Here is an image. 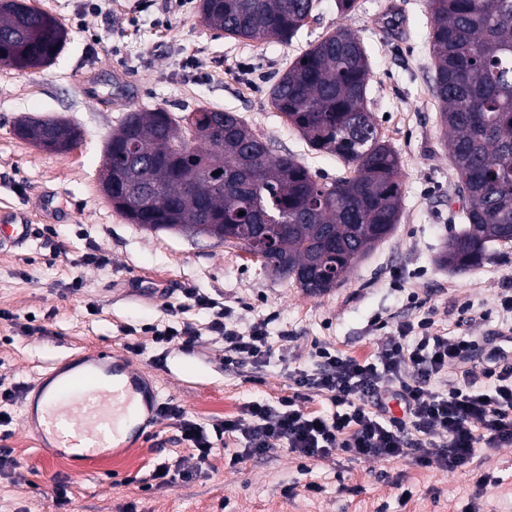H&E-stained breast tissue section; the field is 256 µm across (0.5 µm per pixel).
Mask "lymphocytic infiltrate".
I'll list each match as a JSON object with an SVG mask.
<instances>
[{
    "label": "lymphocytic infiltrate",
    "instance_id": "lymphocytic-infiltrate-1",
    "mask_svg": "<svg viewBox=\"0 0 512 512\" xmlns=\"http://www.w3.org/2000/svg\"><path fill=\"white\" fill-rule=\"evenodd\" d=\"M186 297L210 312L208 329L222 336L226 364L269 362L273 345L265 321L243 332L223 304L193 289ZM474 349V341L465 337L438 334L432 318L425 317L402 325L372 358L316 347L313 369L292 370L296 391L277 404L253 401L210 426L171 402L163 403L160 413L178 421L180 443L194 449L202 468L208 466L216 441L228 435L242 443L230 457L233 466L282 442L290 453L309 459L340 450L360 459L434 460L455 471L470 464L480 446L512 445L511 355L503 350L471 366L467 360ZM456 368L462 386L445 394L436 390V382ZM321 393L329 394L336 413L327 417L301 409V401ZM394 398L403 406L402 417L389 413L388 402Z\"/></svg>",
    "mask_w": 512,
    "mask_h": 512
}]
</instances>
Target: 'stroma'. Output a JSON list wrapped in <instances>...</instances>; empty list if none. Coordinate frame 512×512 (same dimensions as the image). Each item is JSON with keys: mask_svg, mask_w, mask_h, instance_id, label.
I'll list each match as a JSON object with an SVG mask.
<instances>
[{"mask_svg": "<svg viewBox=\"0 0 512 512\" xmlns=\"http://www.w3.org/2000/svg\"><path fill=\"white\" fill-rule=\"evenodd\" d=\"M61 22L67 45L48 68L0 64V213H28L34 232L0 249V379L29 388L54 363L93 350L128 355L153 378L162 401L203 425L244 404H277L292 394L289 370L313 365L312 342L358 358L374 356L401 324L433 317L438 330L469 334L479 356L497 345L500 298L512 287V247H493L482 266L453 271L438 262L460 231L456 168L432 90L429 0H356L348 14L336 0H316L289 42L249 41L212 30L200 0H28ZM363 40L371 69L367 108L401 161L400 220L360 259L345 282L310 296L265 272L235 245L128 223L102 196L104 145L125 113L163 107L184 116L198 107L239 114L273 156L293 155L321 182L348 174L335 156L313 151L271 105V88L309 45L338 27ZM62 118L83 140L66 154L21 139L18 119ZM198 289L231 310L240 329L268 322L275 337L267 366L224 362V340L207 329L208 312L186 307L201 331L193 348L154 343L148 328L172 319L184 289ZM143 344L128 354V338ZM9 411L0 449L15 470L0 476V512H55V487L69 483L70 512H512V445L480 448L456 471L413 459L360 461L346 452L301 460L278 444L237 466L238 443L225 439L206 470L179 442L178 423L161 416L135 440L73 476L24 427V405ZM162 461L182 479L157 487ZM293 495H286V488Z\"/></svg>", "mask_w": 512, "mask_h": 512, "instance_id": "obj_1", "label": "stroma"}]
</instances>
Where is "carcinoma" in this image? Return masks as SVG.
<instances>
[{"instance_id":"carcinoma-1","label":"carcinoma","mask_w":512,"mask_h":512,"mask_svg":"<svg viewBox=\"0 0 512 512\" xmlns=\"http://www.w3.org/2000/svg\"><path fill=\"white\" fill-rule=\"evenodd\" d=\"M315 0H202L204 22L249 40H287ZM433 89L466 201L464 228L439 261L477 267L489 247L512 244V0H430ZM67 31L46 12L0 0V63L48 67ZM370 75L360 36L336 31L310 45L280 76L271 102L310 147L342 159L350 176L320 184L293 157H271L267 142L236 113L200 107L178 119L163 107L126 114L105 144L120 192L116 212L146 231H186L231 242L263 268L322 295L398 224L399 157L366 107ZM214 133L194 139L196 114ZM16 134L81 139L69 121L26 117Z\"/></svg>"}]
</instances>
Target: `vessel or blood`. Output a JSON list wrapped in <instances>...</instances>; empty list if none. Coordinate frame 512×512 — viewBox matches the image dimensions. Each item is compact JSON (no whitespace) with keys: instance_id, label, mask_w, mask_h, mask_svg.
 Returning <instances> with one entry per match:
<instances>
[{"instance_id":"1","label":"vessel or blood","mask_w":512,"mask_h":512,"mask_svg":"<svg viewBox=\"0 0 512 512\" xmlns=\"http://www.w3.org/2000/svg\"><path fill=\"white\" fill-rule=\"evenodd\" d=\"M29 219L16 213L0 218V247L21 241ZM155 412L157 392L130 368H117L112 354L99 350L88 357L52 365L25 406L27 423L44 448L72 449L71 470L81 474L87 461L104 452V428L114 427L132 400Z\"/></svg>"}]
</instances>
